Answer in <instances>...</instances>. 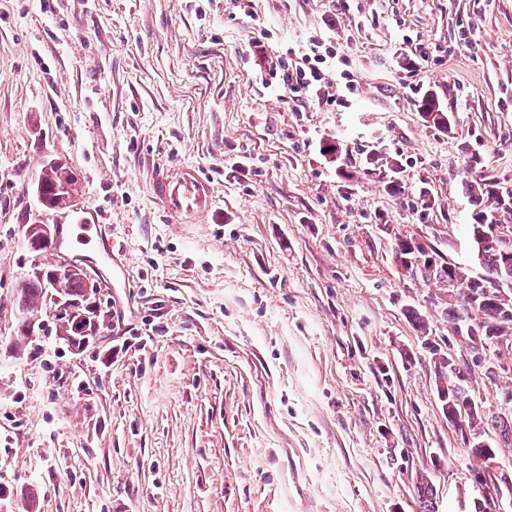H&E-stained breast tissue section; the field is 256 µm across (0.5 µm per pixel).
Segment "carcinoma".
<instances>
[{"instance_id":"carcinoma-1","label":"carcinoma","mask_w":512,"mask_h":512,"mask_svg":"<svg viewBox=\"0 0 512 512\" xmlns=\"http://www.w3.org/2000/svg\"><path fill=\"white\" fill-rule=\"evenodd\" d=\"M424 114L427 120L440 126L448 125V113L440 108L437 96L427 93L423 97ZM65 167L55 163L47 165L38 183L46 207L65 209L73 199V186L77 179L67 178ZM472 198L478 209L472 214L473 223L468 225V233L472 239L476 260L483 270L478 276L469 275L460 266L450 264L440 266V274L448 280V289L455 293V303L448 308V319L459 324V332L467 336L473 343L484 340L501 339L512 330V257L507 258L500 250L485 245V238L491 226L497 222L492 208L505 209L512 207V192H502L497 184L487 178H481L470 184ZM399 264L407 269L421 260L423 266L430 265L429 253L424 246L412 241L402 240L397 244ZM52 288L50 280L43 282L30 279L21 285L19 305L22 315H27L48 297ZM68 296L84 301L86 297L87 279L83 271L74 272L66 279ZM92 324L86 317L78 313L74 321L63 326L64 335L73 344H81L79 332L88 331ZM439 397L442 411L448 421L458 425L461 431L469 432L472 441L478 447L471 449L474 458L491 467L496 458L495 448L501 442L512 446V414L508 417L493 416L489 426L495 431L499 442L489 443V447L480 446L485 441L481 433V424L485 419L481 407L474 404L465 388L457 382L456 367L445 359L438 362ZM512 494V486L500 475H493L487 490L477 498L478 512H496V503L501 493Z\"/></svg>"}]
</instances>
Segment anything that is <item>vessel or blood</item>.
I'll list each match as a JSON object with an SVG mask.
<instances>
[{
    "label": "vessel or blood",
    "instance_id": "obj_1",
    "mask_svg": "<svg viewBox=\"0 0 512 512\" xmlns=\"http://www.w3.org/2000/svg\"><path fill=\"white\" fill-rule=\"evenodd\" d=\"M151 189L171 223L196 224L210 212L212 186L188 165L174 161L157 168L151 175ZM103 234V225L75 224L68 234L58 237L55 250L73 253L80 249L86 257L106 267L112 261V248L104 244Z\"/></svg>",
    "mask_w": 512,
    "mask_h": 512
}]
</instances>
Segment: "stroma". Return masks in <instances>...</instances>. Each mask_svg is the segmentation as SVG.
I'll use <instances>...</instances> for the list:
<instances>
[{
  "instance_id": "1",
  "label": "stroma",
  "mask_w": 512,
  "mask_h": 512,
  "mask_svg": "<svg viewBox=\"0 0 512 512\" xmlns=\"http://www.w3.org/2000/svg\"><path fill=\"white\" fill-rule=\"evenodd\" d=\"M320 36L345 103L263 85L264 54ZM171 157L209 178L207 223L153 203ZM474 157L512 190V0H0V512L32 490L38 512H421L423 479L435 512H474L435 356L492 417L512 339L471 345L447 281L395 254L480 274ZM55 161L77 177L63 210L36 192ZM31 224L109 225L125 326L105 284L84 350L51 302L21 314L56 263ZM397 254L399 257V264L406 269L413 270L414 264L423 259V270L429 265V273L434 274L436 270V262L427 260L429 253L424 249V246L412 241V240H401L397 244ZM431 263V264H430ZM52 270H54V266L43 271L45 280L43 284L34 277V279H29L21 285L18 297L19 305L22 308L21 314L27 315L34 307L42 304L46 297H48V291L53 287L47 275Z\"/></svg>"
}]
</instances>
